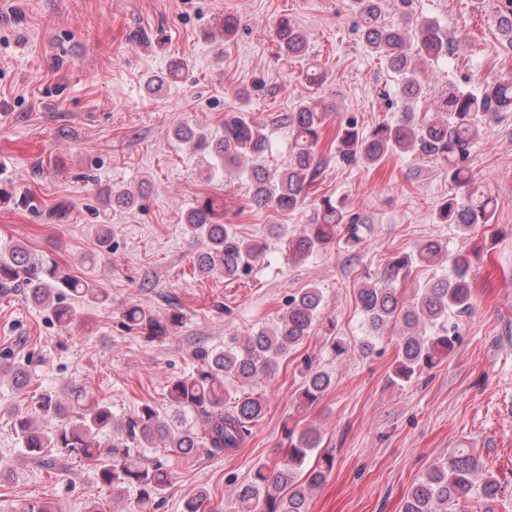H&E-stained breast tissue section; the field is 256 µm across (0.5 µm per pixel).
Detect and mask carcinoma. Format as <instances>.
<instances>
[{"label":"carcinoma","instance_id":"1","mask_svg":"<svg viewBox=\"0 0 512 512\" xmlns=\"http://www.w3.org/2000/svg\"><path fill=\"white\" fill-rule=\"evenodd\" d=\"M491 23L500 40L512 48V0H497ZM358 18V31L369 51L384 62L400 80L408 102L426 94L429 69L460 45L432 19L406 15L398 23L384 20V0H346ZM275 37L282 52L295 59L308 54V39L288 17L278 20ZM512 111V78L484 81L474 91L450 82L437 100L430 118H419L405 110L394 122L378 124L370 133L347 120L336 132V156L345 166L380 165L388 156L410 155L430 159L447 173L455 193L435 213L438 224H454L464 233L479 224H491L496 202L483 189L466 161L472 144L486 135L503 112ZM292 142L288 163L272 168L266 164L268 138L246 113L224 116L222 128L175 129L174 136L195 150L212 154L211 173L243 168L251 184L250 204L257 210L285 213L304 201L308 188L319 175L316 147L323 127V111L316 100L301 101L283 117ZM112 207H132L136 192L130 188L107 192ZM362 217L347 210L344 202L323 195L315 203V216L297 235L281 237V250L294 262L305 261L342 236L356 248L362 244ZM184 234L196 246L193 265L203 277L231 279L263 257L266 245L244 240L233 226L224 223L223 198L203 195L188 208ZM96 237L101 250L112 253V225L100 224ZM448 247L438 239L422 242L415 254L391 258L378 277H368L357 290V303L373 333L364 337L362 352L374 350V340L391 325L401 327L397 339L393 383L403 386L424 370L447 359L459 339L450 322L471 310V283L466 257L454 258L450 273L432 279L420 288L413 304L406 306L398 296L397 284L405 280L415 264L431 265L447 256ZM21 288L26 300L60 326L76 317L74 302L99 305L108 294L90 279L68 273L51 255L37 254L20 242L0 247V289ZM323 294L317 287L304 288L288 297L278 321L247 336L235 338L222 348L200 347L193 352L188 372L170 381L166 397L169 411L149 402L119 424L105 398L89 397L80 386L66 396L52 387L29 390L35 375L30 357L0 359V378H8L25 402L7 412L8 423L20 451L44 469L66 467L75 459L92 472L95 483L112 487V499L134 496L132 512H154L164 502L171 485L170 461L204 450L219 455L241 444L249 426L264 414V401L246 393L224 407L225 386L254 385L271 378L288 349L306 340L319 326L333 354L342 358L349 347L336 334L333 320L320 321ZM125 323L150 340H161L181 322L174 313L160 320L140 306L124 311ZM334 384L332 375L305 362L302 397L314 402ZM112 433V446L101 448L100 437ZM289 448L280 462L254 466L247 481L234 487L231 512H308L309 496L334 467L330 453L321 455L315 466L306 468L310 454L319 447L320 436L313 428L299 435L287 433ZM148 448L161 453L148 457ZM509 490L499 478L483 470L472 448H454L416 482L402 512H500ZM209 495L202 490L186 500L182 512H205ZM477 510L466 509L469 502Z\"/></svg>","mask_w":512,"mask_h":512}]
</instances>
